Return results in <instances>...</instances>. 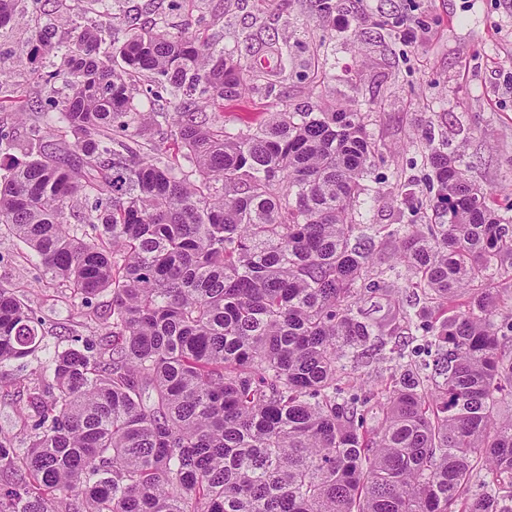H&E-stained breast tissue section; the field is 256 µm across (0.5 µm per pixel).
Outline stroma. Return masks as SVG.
I'll return each instance as SVG.
<instances>
[{"mask_svg":"<svg viewBox=\"0 0 512 512\" xmlns=\"http://www.w3.org/2000/svg\"><path fill=\"white\" fill-rule=\"evenodd\" d=\"M321 17L313 0H194L173 11L169 0H118L164 16L171 31L205 24L218 47L248 42L250 77L239 100L218 118L237 130L267 113L330 107L370 112L379 162L374 177L389 192L398 175L427 191V139L461 153L468 177L512 198V0H335ZM25 19L0 28L3 94L35 99ZM287 47L279 68L277 49ZM364 223H409L402 198L366 200Z\"/></svg>","mask_w":512,"mask_h":512,"instance_id":"stroma-1","label":"stroma"}]
</instances>
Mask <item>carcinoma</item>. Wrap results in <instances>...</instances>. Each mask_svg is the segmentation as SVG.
Returning a JSON list of instances; mask_svg holds the SVG:
<instances>
[{
  "instance_id": "carcinoma-1",
  "label": "carcinoma",
  "mask_w": 512,
  "mask_h": 512,
  "mask_svg": "<svg viewBox=\"0 0 512 512\" xmlns=\"http://www.w3.org/2000/svg\"><path fill=\"white\" fill-rule=\"evenodd\" d=\"M43 11L49 95L25 141L0 126V238L98 333L11 383L0 512H512V204L431 140L420 223H362L365 113L204 123L246 81L242 48L159 15L119 43L110 0L90 24L61 10L56 40ZM162 91L170 108H138ZM368 294L401 299L373 320ZM43 325L0 281V365ZM376 361L389 376L358 382Z\"/></svg>"
}]
</instances>
